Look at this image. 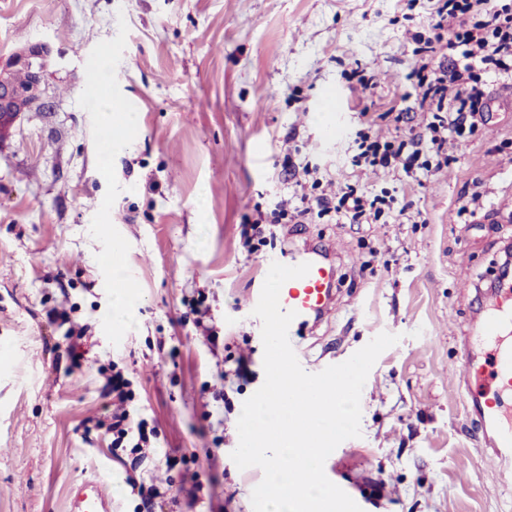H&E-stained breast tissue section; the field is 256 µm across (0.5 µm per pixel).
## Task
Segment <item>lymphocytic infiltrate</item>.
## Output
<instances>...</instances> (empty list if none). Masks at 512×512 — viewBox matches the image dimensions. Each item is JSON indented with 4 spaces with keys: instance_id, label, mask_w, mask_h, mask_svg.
<instances>
[{
    "instance_id": "obj_1",
    "label": "lymphocytic infiltrate",
    "mask_w": 512,
    "mask_h": 512,
    "mask_svg": "<svg viewBox=\"0 0 512 512\" xmlns=\"http://www.w3.org/2000/svg\"><path fill=\"white\" fill-rule=\"evenodd\" d=\"M430 28V37L417 40V64L408 74L417 91L414 105L387 113L394 126L404 127L402 138L381 139L372 129V117L361 112L354 166L401 171L424 183L447 167L444 146L449 137L462 141L476 128L487 95L480 71L512 75V6L495 7L491 0H437ZM300 200L301 208L294 211L280 201L272 212L274 223L303 224L316 210L352 224H370L382 202L350 187L334 196L304 193ZM104 379L102 394L116 399L118 407L95 427L128 433L130 415L123 406L128 381L114 370L105 372Z\"/></svg>"
}]
</instances>
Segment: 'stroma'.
<instances>
[{"instance_id": "stroma-1", "label": "stroma", "mask_w": 512, "mask_h": 512, "mask_svg": "<svg viewBox=\"0 0 512 512\" xmlns=\"http://www.w3.org/2000/svg\"><path fill=\"white\" fill-rule=\"evenodd\" d=\"M433 0H0V60L48 42V109L0 140V512H68L76 482L100 481L112 512H141L129 479L154 485V512H253L260 468L239 469L237 421L263 384L261 321L245 298L290 251L330 248L337 302L295 329L307 372L399 335L370 370L361 437L326 476L363 512H512V487L480 460L483 432L459 374L462 339L487 305L491 259L512 240V78L487 76L483 117L449 139L447 169L417 185L352 167L361 109L413 104L411 36ZM112 97L138 118L113 140L84 84L102 54ZM362 67L374 84L349 81ZM330 107L339 128L323 136ZM318 168L324 192L354 185L393 203L378 224L310 215L244 240L243 224L286 194L282 167ZM473 212H464L466 204ZM419 212L414 224L403 205ZM138 282L126 323L118 278ZM53 307L87 326L68 369ZM129 380L133 422L155 433L141 461L87 420L104 416L101 365ZM177 460L167 463L166 451ZM380 489L379 501L355 485Z\"/></svg>"}]
</instances>
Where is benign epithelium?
<instances>
[{"instance_id": "benign-epithelium-1", "label": "benign epithelium", "mask_w": 512, "mask_h": 512, "mask_svg": "<svg viewBox=\"0 0 512 512\" xmlns=\"http://www.w3.org/2000/svg\"><path fill=\"white\" fill-rule=\"evenodd\" d=\"M49 55L47 44L34 42L15 51L4 66L7 72L24 71L27 78L21 84L6 78L0 80V139L9 133L22 113L49 106L42 96Z\"/></svg>"}]
</instances>
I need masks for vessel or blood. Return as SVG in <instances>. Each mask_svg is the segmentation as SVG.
<instances>
[{"label":"vessel or blood","mask_w":512,"mask_h":512,"mask_svg":"<svg viewBox=\"0 0 512 512\" xmlns=\"http://www.w3.org/2000/svg\"><path fill=\"white\" fill-rule=\"evenodd\" d=\"M293 264L306 263L309 273L285 282L280 290L282 310L296 311V324L321 319L333 301V275L318 251H303ZM512 325V296L493 308L470 328L472 341L490 345L488 373H476L463 364V380H474L468 410L479 421L490 452L501 462L503 478L512 483V342L504 341V330ZM69 512H112L111 500L101 484L85 480L71 489Z\"/></svg>","instance_id":"obj_1"}]
</instances>
